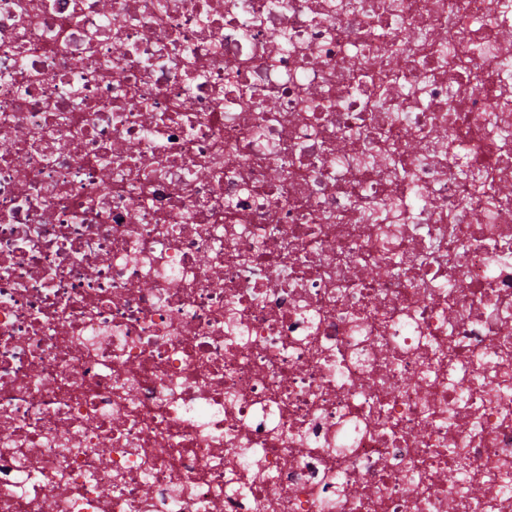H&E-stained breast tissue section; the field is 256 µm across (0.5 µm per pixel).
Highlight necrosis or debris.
I'll use <instances>...</instances> for the list:
<instances>
[{
  "mask_svg": "<svg viewBox=\"0 0 512 512\" xmlns=\"http://www.w3.org/2000/svg\"><path fill=\"white\" fill-rule=\"evenodd\" d=\"M512 0H0V512H512Z\"/></svg>",
  "mask_w": 512,
  "mask_h": 512,
  "instance_id": "necrosis-or-debris-1",
  "label": "necrosis or debris"
}]
</instances>
